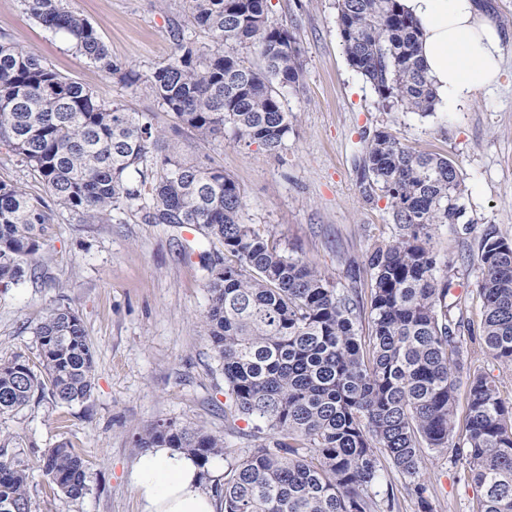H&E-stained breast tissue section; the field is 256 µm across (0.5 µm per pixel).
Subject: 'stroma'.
<instances>
[{
    "label": "stroma",
    "instance_id": "35a3bbf8",
    "mask_svg": "<svg viewBox=\"0 0 512 512\" xmlns=\"http://www.w3.org/2000/svg\"><path fill=\"white\" fill-rule=\"evenodd\" d=\"M503 37L499 84L453 112L421 116L385 109L348 64L337 31L336 0H268L272 22L288 25L301 50L300 91L286 93L292 121L284 148L235 143L231 135L198 141L176 126L145 84L172 50L170 32L207 44L193 24L189 0H68L96 28L112 56L140 74L129 85L79 55L70 38L37 23L21 0H0V42L32 49L60 74L89 87L99 100L148 112L179 153L206 159L239 186L241 221L254 225L288 255L315 265L361 308L369 306L367 256L399 233L389 201L363 170L365 146L387 129L417 152L457 164L465 215L436 230L438 277L453 283L466 318L480 325L478 262L486 227L512 241V0H486ZM45 277L0 289V357L38 360L34 328L46 309L75 308L93 346V394L70 406L50 398L0 416V431L17 436L15 457L30 464L32 512H140L133 467L137 438L160 420L223 436L235 449L252 447L250 423L224 421V373L199 318L208 306L201 255L210 245L190 226L146 224L131 209L107 224L60 211ZM467 368H484L512 403V367L490 360L478 334L461 331ZM68 442L86 461V494L56 493L35 469L44 449ZM420 476L435 512H479L480 490L453 452L423 449Z\"/></svg>",
    "mask_w": 512,
    "mask_h": 512
}]
</instances>
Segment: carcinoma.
<instances>
[{"label":"carcinoma","mask_w":512,"mask_h":512,"mask_svg":"<svg viewBox=\"0 0 512 512\" xmlns=\"http://www.w3.org/2000/svg\"><path fill=\"white\" fill-rule=\"evenodd\" d=\"M42 26L68 35L98 70L139 81L115 60L88 19L63 0H23ZM211 44L173 29L168 61L147 86L176 124L207 141L236 140L279 152L291 129L282 103L298 90L303 61L286 25L269 22L268 0H190ZM337 27L351 68L385 108L428 116L435 94L419 58L420 26L401 0H337ZM254 48L263 65L244 64ZM0 149L44 187L33 197L0 179V288L38 277L50 260L56 212L106 223L140 204L147 224L189 225L220 249L202 255L209 304L200 318L224 371V421L255 423L240 453L224 437L160 421L142 448L187 452L200 466L225 461L217 497L224 512H379L380 458L408 478L420 512H434L420 479L421 449L448 448L481 490L482 512H512V405L493 376L468 372L465 434L456 438V372L465 327L451 282L436 275L431 248L440 224L465 214L460 172L445 156L418 154L387 130L374 133L364 167L390 200L395 239L374 247L368 344L357 301L311 264L241 222L243 197L224 171L175 151L149 114L104 103L33 51L0 42ZM479 263L485 353L512 365V241L484 229ZM39 361L0 359V415L45 395L88 400L97 369L78 312L52 306L35 327ZM0 433V512H31L29 473ZM39 470L71 499L86 494L85 460L69 443L44 449Z\"/></svg>","instance_id":"obj_1"}]
</instances>
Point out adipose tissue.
<instances>
[{
    "instance_id": "1",
    "label": "adipose tissue",
    "mask_w": 512,
    "mask_h": 512,
    "mask_svg": "<svg viewBox=\"0 0 512 512\" xmlns=\"http://www.w3.org/2000/svg\"><path fill=\"white\" fill-rule=\"evenodd\" d=\"M419 22L420 55L435 93V106H464L501 77L502 39L480 0H402ZM140 512H222L201 484L191 456L174 448H154L133 470Z\"/></svg>"
}]
</instances>
